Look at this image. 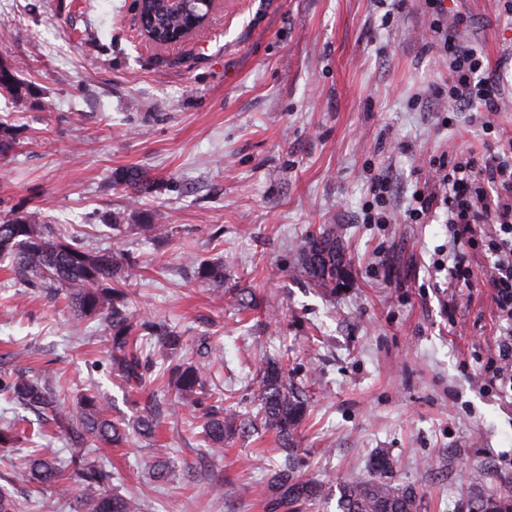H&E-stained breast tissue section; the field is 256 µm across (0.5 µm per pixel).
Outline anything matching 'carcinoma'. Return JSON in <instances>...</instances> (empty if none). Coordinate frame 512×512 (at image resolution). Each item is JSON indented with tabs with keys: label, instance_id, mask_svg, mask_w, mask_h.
I'll use <instances>...</instances> for the list:
<instances>
[{
	"label": "carcinoma",
	"instance_id": "1",
	"mask_svg": "<svg viewBox=\"0 0 512 512\" xmlns=\"http://www.w3.org/2000/svg\"><path fill=\"white\" fill-rule=\"evenodd\" d=\"M139 17H152L155 24L145 28V39L168 43L179 37L190 17L202 14V6L187 0L177 14L167 0H136ZM0 91L19 100L26 94L16 71L0 57ZM114 182L136 195L150 188L139 171L122 170ZM140 234L165 239L172 234L167 224L147 221L137 225ZM9 260L13 270L29 288L64 292L66 307L78 321L99 319L107 327L112 368L128 385L141 388L151 373L152 358L143 353L142 343L166 353L167 365L161 378L179 397L203 410L204 442L211 454L224 453V440L256 424L273 431L285 454L284 469L275 477L265 499V512H303L317 499L322 486L297 474L299 463L295 439L307 415L300 389L288 382L278 362H269L255 382L256 413L244 416L214 397L205 384L202 367L186 361L182 331L165 320L132 311L134 303L127 282L140 275L139 264L110 251L93 250L55 224H42L34 213H13L0 220V262ZM295 265L315 287L336 289L343 277V252L333 228L312 231L295 252ZM196 278L217 294H224V265L200 261ZM4 389L19 405L32 409L43 422H53L69 435L71 446L122 448L129 432L112 419L101 397L88 392L66 413L58 409V394L52 377L32 378L18 368L4 380ZM158 410L143 415L133 430L141 437L155 432ZM19 436L10 426L0 427V453L15 451ZM28 481L48 489L57 498H72L74 512H140L133 496L112 492L111 468L94 458L77 453L67 461L39 451L20 463ZM391 463L379 455L372 463L373 475L364 481L341 485L340 512H420L411 487H396L388 481ZM22 501L12 498L0 486V512H24ZM468 512H512V493L507 496L475 497Z\"/></svg>",
	"mask_w": 512,
	"mask_h": 512
}]
</instances>
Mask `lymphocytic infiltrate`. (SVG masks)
Instances as JSON below:
<instances>
[{"label": "lymphocytic infiltrate", "instance_id": "lymphocytic-infiltrate-1", "mask_svg": "<svg viewBox=\"0 0 512 512\" xmlns=\"http://www.w3.org/2000/svg\"><path fill=\"white\" fill-rule=\"evenodd\" d=\"M432 31L448 58V98L457 111L483 114L485 137L479 148L430 159V175L413 192L406 216L425 224L445 209L448 233L458 246L448 269L449 291L471 287L470 252L487 255V284L507 327L487 360L481 387L503 393L512 387V139L492 135L501 92L481 50L460 39L456 27L439 22Z\"/></svg>", "mask_w": 512, "mask_h": 512}]
</instances>
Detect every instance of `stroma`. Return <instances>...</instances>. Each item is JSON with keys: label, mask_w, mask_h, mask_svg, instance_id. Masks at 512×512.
<instances>
[{"label": "stroma", "mask_w": 512, "mask_h": 512, "mask_svg": "<svg viewBox=\"0 0 512 512\" xmlns=\"http://www.w3.org/2000/svg\"><path fill=\"white\" fill-rule=\"evenodd\" d=\"M462 38L490 60L512 53L501 0H444ZM224 0L194 40L155 49L136 0H0V58L30 88L0 95L15 146L0 164V212H40L89 248L141 266L129 290L138 312L170 319L196 358L211 337L221 364L208 383L248 412L265 360H282L308 402L296 444L305 476L325 493L306 512H339L338 485L368 478L375 455L411 485L420 512H466L483 469L485 494L512 483V400L480 388L502 324L488 288L448 294L454 246L444 214H404L430 158L479 146L481 119L454 111L436 88L448 60L435 44L429 0ZM154 184L134 198L116 172ZM394 190L392 221L366 224L374 173ZM127 227L99 233L112 213ZM174 227L157 244L134 231ZM335 225L345 273L335 293L297 272V245ZM224 265L228 292L195 281L192 261ZM53 370L71 408L97 391L113 419L145 414L147 396L112 372L99 320L77 322L63 299L21 286L0 264V364ZM152 439L104 454L115 492L141 512H264L282 462L273 431L236 434L220 456L192 428V409L161 383ZM165 461L167 481L154 479ZM26 512H71L0 458Z\"/></svg>", "instance_id": "1"}]
</instances>
